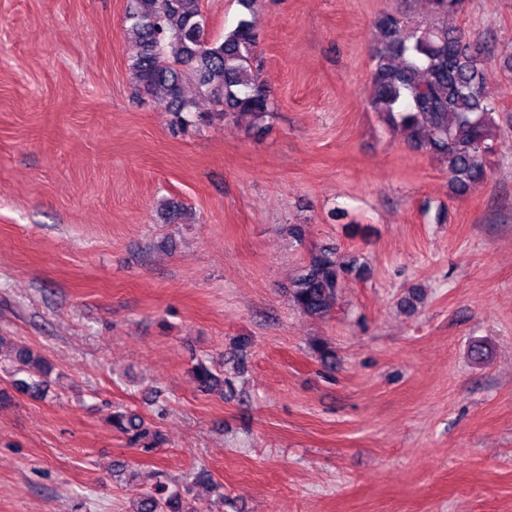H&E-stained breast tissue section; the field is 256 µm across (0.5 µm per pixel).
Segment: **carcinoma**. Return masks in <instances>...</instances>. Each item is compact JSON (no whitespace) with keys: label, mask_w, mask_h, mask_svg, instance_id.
Masks as SVG:
<instances>
[{"label":"carcinoma","mask_w":512,"mask_h":512,"mask_svg":"<svg viewBox=\"0 0 512 512\" xmlns=\"http://www.w3.org/2000/svg\"><path fill=\"white\" fill-rule=\"evenodd\" d=\"M414 2L429 24L393 13L375 22L369 105L388 127L406 133L415 149L444 159L450 186L459 195L484 179L497 148L499 106L483 72L487 54L479 44L464 43L462 34L445 23L461 11L463 0ZM125 22L137 47L131 63L135 90L164 102L174 114L175 129L183 131L195 119L194 103L184 94L188 80L221 106L226 118L244 119L258 128L272 112L270 90L254 55L258 36L252 21L241 19L222 38L211 39L201 0H128ZM355 269V264L340 261L334 247L314 251L293 281L289 299L301 313L323 318ZM13 359L16 375L51 369L47 358L17 344ZM192 373L207 392L222 395L224 387L232 386L230 378L203 360ZM110 423L143 453L165 444L162 434L131 410L112 411ZM133 512H191V507L164 476Z\"/></svg>","instance_id":"carcinoma-1"}]
</instances>
